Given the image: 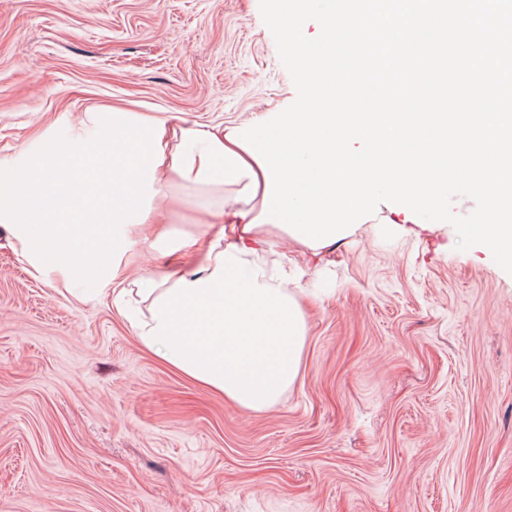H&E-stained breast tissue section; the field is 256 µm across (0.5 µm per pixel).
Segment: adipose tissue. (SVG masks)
Returning a JSON list of instances; mask_svg holds the SVG:
<instances>
[{
	"mask_svg": "<svg viewBox=\"0 0 512 512\" xmlns=\"http://www.w3.org/2000/svg\"><path fill=\"white\" fill-rule=\"evenodd\" d=\"M295 110L226 131L190 117L85 108L66 142L43 130L0 157V224L33 275L69 287L73 270L103 298L138 296L141 345L176 373L252 414L273 407L301 370L307 276L283 238L312 256L389 204L404 221H448L445 185L512 199L511 112H330L316 93L329 63L291 39ZM447 128L444 137L436 128ZM171 212L192 209L174 232ZM208 204H191V195ZM466 237L512 270V225L481 213ZM160 252V273L129 280L136 249Z\"/></svg>",
	"mask_w": 512,
	"mask_h": 512,
	"instance_id": "1",
	"label": "adipose tissue"
}]
</instances>
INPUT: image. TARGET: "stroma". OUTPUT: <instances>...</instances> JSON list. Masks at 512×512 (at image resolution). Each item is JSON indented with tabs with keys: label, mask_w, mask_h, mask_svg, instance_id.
Returning a JSON list of instances; mask_svg holds the SVG:
<instances>
[{
	"label": "stroma",
	"mask_w": 512,
	"mask_h": 512,
	"mask_svg": "<svg viewBox=\"0 0 512 512\" xmlns=\"http://www.w3.org/2000/svg\"><path fill=\"white\" fill-rule=\"evenodd\" d=\"M289 0H0V156L67 111L242 126L291 112ZM390 210L323 252L302 371L247 414L172 373L111 299L30 276L0 225V512H512V272Z\"/></svg>",
	"instance_id": "35a3bbf8"
}]
</instances>
